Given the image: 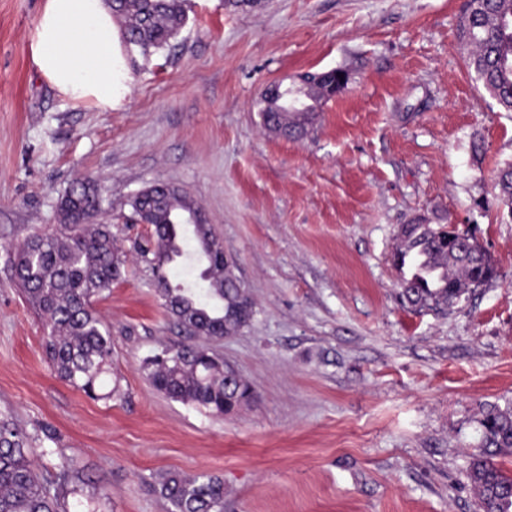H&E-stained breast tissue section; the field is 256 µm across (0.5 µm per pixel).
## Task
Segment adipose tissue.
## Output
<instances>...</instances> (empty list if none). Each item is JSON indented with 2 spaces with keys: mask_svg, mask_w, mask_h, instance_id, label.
Here are the masks:
<instances>
[{
  "mask_svg": "<svg viewBox=\"0 0 512 512\" xmlns=\"http://www.w3.org/2000/svg\"><path fill=\"white\" fill-rule=\"evenodd\" d=\"M32 60L60 96L104 112L121 107L131 91L127 53L106 0H45Z\"/></svg>",
  "mask_w": 512,
  "mask_h": 512,
  "instance_id": "1",
  "label": "adipose tissue"
}]
</instances>
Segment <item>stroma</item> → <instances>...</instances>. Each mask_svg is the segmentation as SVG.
Here are the masks:
<instances>
[{"mask_svg": "<svg viewBox=\"0 0 512 512\" xmlns=\"http://www.w3.org/2000/svg\"><path fill=\"white\" fill-rule=\"evenodd\" d=\"M43 0H0V413L69 512H167L170 471L224 479V512H479L466 477L490 407L512 409V112L481 93L457 39L462 0H187L172 48L129 62L103 112L36 71ZM344 70L308 134L265 129L270 85ZM98 180L122 278L95 301L112 331L97 398L45 358L13 251ZM178 187L237 262L252 323L213 345L255 392L216 417L148 384L143 360L186 343L132 245L134 194ZM473 230L497 276L444 311L400 297L403 224Z\"/></svg>", "mask_w": 512, "mask_h": 512, "instance_id": "1", "label": "stroma"}]
</instances>
